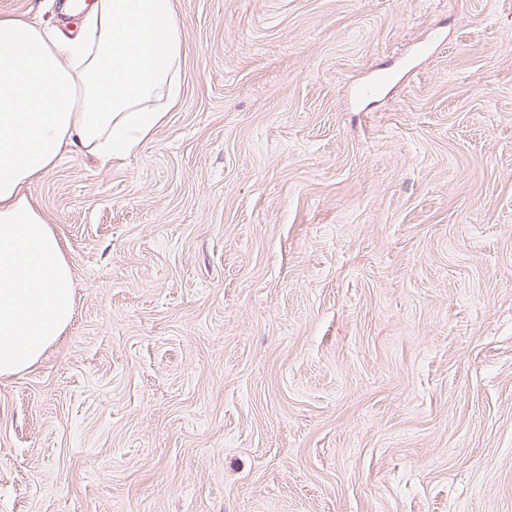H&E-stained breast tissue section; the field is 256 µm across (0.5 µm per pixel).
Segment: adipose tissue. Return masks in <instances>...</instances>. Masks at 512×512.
Here are the masks:
<instances>
[{
  "mask_svg": "<svg viewBox=\"0 0 512 512\" xmlns=\"http://www.w3.org/2000/svg\"><path fill=\"white\" fill-rule=\"evenodd\" d=\"M75 37L0 16V375L36 363L73 315V274L31 189L70 153L141 151L180 95L172 0H92Z\"/></svg>",
  "mask_w": 512,
  "mask_h": 512,
  "instance_id": "1",
  "label": "adipose tissue"
}]
</instances>
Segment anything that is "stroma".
<instances>
[{
	"label": "stroma",
	"mask_w": 512,
	"mask_h": 512,
	"mask_svg": "<svg viewBox=\"0 0 512 512\" xmlns=\"http://www.w3.org/2000/svg\"><path fill=\"white\" fill-rule=\"evenodd\" d=\"M174 4L166 124L33 190L75 307L0 512H512V0Z\"/></svg>",
	"instance_id": "1"
}]
</instances>
